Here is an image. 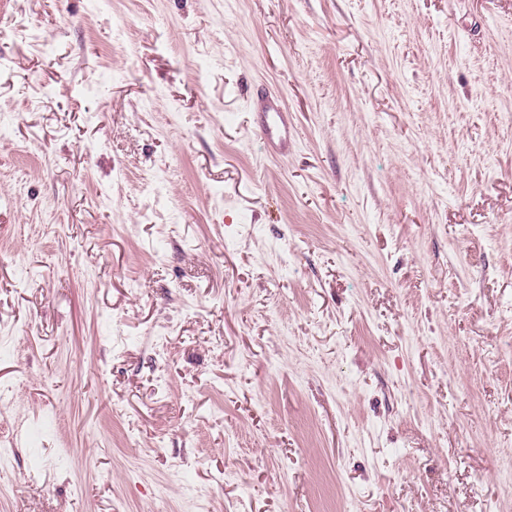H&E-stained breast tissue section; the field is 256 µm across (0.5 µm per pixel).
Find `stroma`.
<instances>
[{
  "label": "stroma",
  "instance_id": "stroma-1",
  "mask_svg": "<svg viewBox=\"0 0 512 512\" xmlns=\"http://www.w3.org/2000/svg\"><path fill=\"white\" fill-rule=\"evenodd\" d=\"M1 440L0 512H512V0H0ZM254 106L256 112H262L265 117L259 131L266 141L268 152L276 156L287 155L290 146L296 142V129L278 96L264 89L257 91Z\"/></svg>",
  "mask_w": 512,
  "mask_h": 512
}]
</instances>
